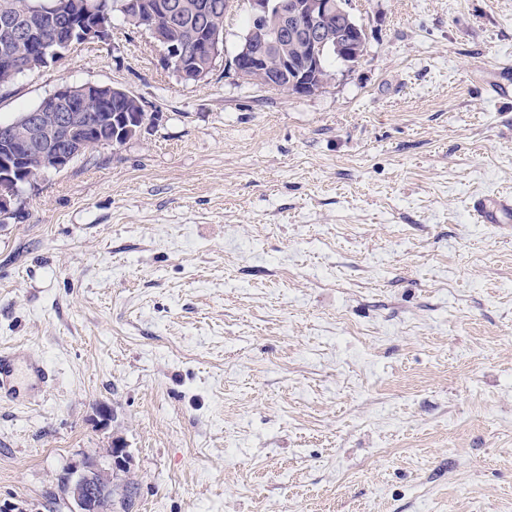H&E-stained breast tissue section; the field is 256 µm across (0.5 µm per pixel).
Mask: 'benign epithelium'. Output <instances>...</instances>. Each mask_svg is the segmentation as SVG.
I'll return each mask as SVG.
<instances>
[{
  "mask_svg": "<svg viewBox=\"0 0 512 512\" xmlns=\"http://www.w3.org/2000/svg\"><path fill=\"white\" fill-rule=\"evenodd\" d=\"M251 29L244 49L234 56V68L239 77L252 82L276 86L287 79L291 94L309 95L326 86L331 80L322 62L319 48L333 45L341 59L353 58L364 51L365 40L359 28L345 10L342 0H249ZM346 18V27H336V16ZM278 23L277 34L282 47L288 42L299 46V57L290 59L281 51L277 58L254 48L255 40H264L269 22ZM152 37L165 53L167 67L175 68L180 80H198L203 75L200 65L210 63L215 56L211 41L201 47L197 59L182 61L183 47L166 36L163 24L149 26ZM76 25L63 28L55 40L54 53L44 47V41L31 32L25 23L5 15L0 18V34L19 45L12 53L15 68H24L28 60L40 56L64 53L75 40ZM113 90L108 86L65 84L45 97L38 112L30 115L23 126L0 131L11 148L0 157V217L13 214L16 196L8 184L14 175L27 170L26 163L38 159L48 169H65L75 158L103 145L90 136L85 120L87 105L96 103L109 108ZM131 453L126 445L116 440L107 450L105 460L95 451L82 453L81 459L68 470L61 492L70 506V512H101L104 502L112 499V478L123 477L132 484Z\"/></svg>",
  "mask_w": 512,
  "mask_h": 512,
  "instance_id": "1",
  "label": "benign epithelium"
}]
</instances>
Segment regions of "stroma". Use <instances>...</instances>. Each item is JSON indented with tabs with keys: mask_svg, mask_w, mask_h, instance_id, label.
Segmentation results:
<instances>
[{
	"mask_svg": "<svg viewBox=\"0 0 512 512\" xmlns=\"http://www.w3.org/2000/svg\"><path fill=\"white\" fill-rule=\"evenodd\" d=\"M358 64L295 96L240 78L247 0L200 82L113 12L108 40L0 87H121L157 121L26 189L0 224V512L121 439L133 512H512V0H351ZM111 416L100 424L97 410ZM478 222L484 224H510L512 222V198L485 197L474 204ZM49 378L48 370L39 361L20 358L10 351L0 353V392L15 402L31 403L47 387Z\"/></svg>",
	"mask_w": 512,
	"mask_h": 512,
	"instance_id": "35a3bbf8",
	"label": "stroma"
}]
</instances>
